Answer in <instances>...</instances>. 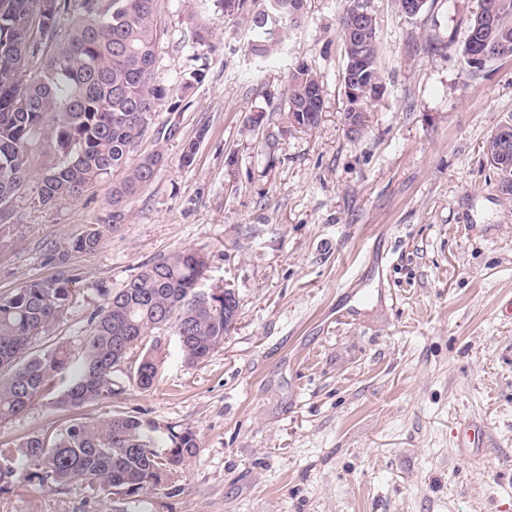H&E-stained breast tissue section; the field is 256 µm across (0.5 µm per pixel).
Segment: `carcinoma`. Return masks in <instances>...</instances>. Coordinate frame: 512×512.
I'll return each instance as SVG.
<instances>
[{
    "mask_svg": "<svg viewBox=\"0 0 512 512\" xmlns=\"http://www.w3.org/2000/svg\"><path fill=\"white\" fill-rule=\"evenodd\" d=\"M359 0H347L339 18L346 60L342 72L348 111L362 113L384 94L379 72L376 18L347 41ZM225 14L252 32L250 53L263 59L288 38L303 0H216ZM163 0H0V229L10 228L14 199L29 194L35 208L79 200L98 188L108 190L111 209L86 225L82 234L52 255L99 250L107 236L126 223L128 204L156 179L164 162L161 139L177 123L154 130L158 113L175 87L154 77L161 45L170 38L163 26ZM473 77L492 64L512 60V0H478L459 48ZM39 64L38 76L27 71ZM283 111L287 127L312 130L324 112V89L317 74L299 63L289 75ZM486 145L498 186H512V148L502 131ZM153 151L134 156L148 134ZM205 255L186 249L142 265L121 288L105 284L103 300L90 317L80 351L58 339L37 351L78 300L76 278L63 272L0 292V422L25 412L37 400L53 398L66 409L101 403L116 393L113 373L125 366L129 382L146 391L159 379L166 334L176 337L184 360L199 363L224 344L234 329L235 293L202 288ZM79 373L64 387L57 378L75 358ZM196 434L159 427L138 416L74 417L57 431H34L0 445V491L10 489L18 465L29 477L59 485L79 484L95 495L131 497L149 493L197 454Z\"/></svg>",
    "mask_w": 512,
    "mask_h": 512,
    "instance_id": "obj_1",
    "label": "carcinoma"
}]
</instances>
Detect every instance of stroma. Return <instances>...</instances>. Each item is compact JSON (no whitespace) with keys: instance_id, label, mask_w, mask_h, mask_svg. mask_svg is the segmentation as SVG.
<instances>
[{"instance_id":"stroma-1","label":"stroma","mask_w":512,"mask_h":512,"mask_svg":"<svg viewBox=\"0 0 512 512\" xmlns=\"http://www.w3.org/2000/svg\"><path fill=\"white\" fill-rule=\"evenodd\" d=\"M344 3L304 0L283 50L262 61L213 0H167L174 40L156 78L180 84L207 24L205 78L162 109L178 131L123 231L71 255L81 295L55 333L80 344L102 303L95 283L119 288L158 257L203 253L205 288L239 301L223 345L189 364L167 337L152 389L118 372L121 389L89 408L191 429L199 452L168 486L124 499L22 475L0 512H512V197L485 152L512 116V61L476 80L464 69L456 47L477 0H427L413 18L369 0L386 92L351 131ZM438 40L446 50H430ZM302 61L322 80L323 119L285 134L277 105ZM107 208L103 190L48 209L16 199L0 291L54 275L51 249ZM70 417L37 401L0 422V443ZM464 421L486 432L466 455Z\"/></svg>"}]
</instances>
